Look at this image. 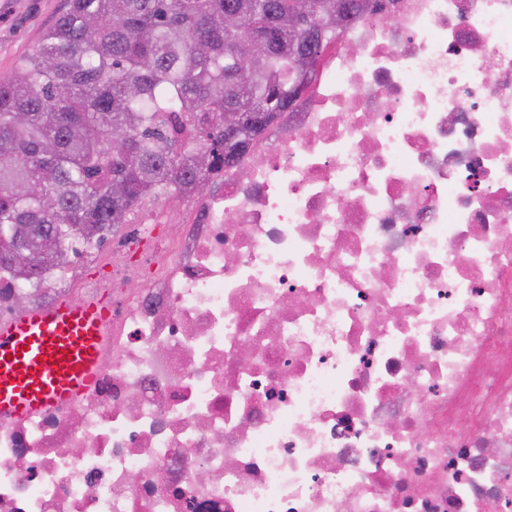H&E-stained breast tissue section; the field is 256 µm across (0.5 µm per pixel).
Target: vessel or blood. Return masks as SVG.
Here are the masks:
<instances>
[{
  "label": "vessel or blood",
  "mask_w": 512,
  "mask_h": 512,
  "mask_svg": "<svg viewBox=\"0 0 512 512\" xmlns=\"http://www.w3.org/2000/svg\"><path fill=\"white\" fill-rule=\"evenodd\" d=\"M104 302L63 300L0 323V419H17L73 401L94 384Z\"/></svg>",
  "instance_id": "1"
}]
</instances>
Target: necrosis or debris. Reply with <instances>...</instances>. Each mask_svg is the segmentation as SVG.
Here are the masks:
<instances>
[{"mask_svg": "<svg viewBox=\"0 0 512 512\" xmlns=\"http://www.w3.org/2000/svg\"><path fill=\"white\" fill-rule=\"evenodd\" d=\"M241 164L27 301L112 318L0 512H512V0H370Z\"/></svg>", "mask_w": 512, "mask_h": 512, "instance_id": "4bbe7bcc", "label": "necrosis or debris"}]
</instances>
